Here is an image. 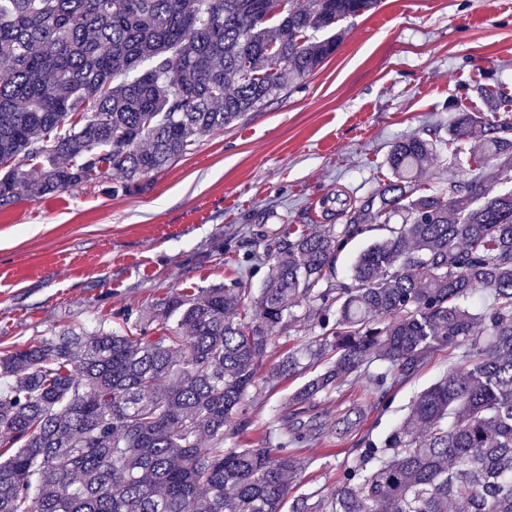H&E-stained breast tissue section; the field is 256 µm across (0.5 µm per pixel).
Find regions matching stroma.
<instances>
[{
	"mask_svg": "<svg viewBox=\"0 0 512 512\" xmlns=\"http://www.w3.org/2000/svg\"><path fill=\"white\" fill-rule=\"evenodd\" d=\"M339 30L318 72L199 138L141 191L113 193L115 173L0 207V349L90 331L189 288L239 281L258 295L265 244L290 228L342 223L341 200L378 187L395 141L447 140L453 104L485 111L476 86L512 95V0H381ZM449 369L442 351L386 405L362 384L297 415L310 465L293 495L335 491L353 448L385 438ZM303 381L249 394L241 445H278L273 410Z\"/></svg>",
	"mask_w": 512,
	"mask_h": 512,
	"instance_id": "1",
	"label": "stroma"
}]
</instances>
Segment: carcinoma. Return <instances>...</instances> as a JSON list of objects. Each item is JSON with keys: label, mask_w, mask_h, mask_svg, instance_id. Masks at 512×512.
<instances>
[{"label": "carcinoma", "mask_w": 512, "mask_h": 512, "mask_svg": "<svg viewBox=\"0 0 512 512\" xmlns=\"http://www.w3.org/2000/svg\"><path fill=\"white\" fill-rule=\"evenodd\" d=\"M377 0H0V206L118 171L112 192L315 73L338 26ZM448 130L455 177L417 173L437 149L394 142L391 176L345 211L265 245L256 297L237 283L178 292L118 328L0 351V512H512V98ZM37 169L32 177L30 169ZM349 281L337 254L371 225ZM309 333L266 380L312 375L281 407L368 383L382 400L438 351L453 367L336 491L287 503L308 459L242 448L234 415L274 330ZM231 446L224 447L226 442Z\"/></svg>", "instance_id": "obj_1"}]
</instances>
